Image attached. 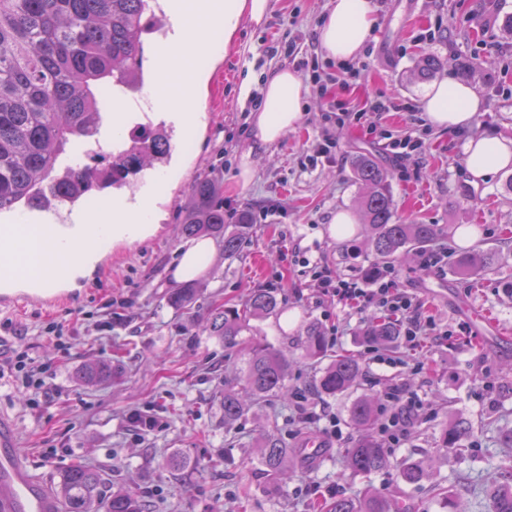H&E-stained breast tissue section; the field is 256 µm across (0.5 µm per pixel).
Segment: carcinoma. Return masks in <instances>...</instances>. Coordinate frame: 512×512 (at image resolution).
<instances>
[{"label": "carcinoma", "instance_id": "cac0c4a2", "mask_svg": "<svg viewBox=\"0 0 512 512\" xmlns=\"http://www.w3.org/2000/svg\"><path fill=\"white\" fill-rule=\"evenodd\" d=\"M158 0H0V214L31 206L46 199V188L54 186L59 197L87 195L94 189L121 188L129 178L171 157L170 138L157 132L152 122L132 131L103 157L107 167L75 164L61 167L58 159L75 141L92 136L102 122L103 91L138 92L152 74L145 73L146 37L163 33ZM441 62L423 55L414 68L420 80L433 77ZM356 183L364 188L359 206L369 227L368 245L374 255L370 276L377 277L393 264L401 252L421 250L433 243L432 224H406L397 217L388 171L367 155L352 161ZM253 226L244 211L239 222L224 223V186L199 177L190 185V203L181 231L186 236L214 235L224 239V257L234 259L243 238ZM448 264L465 275L485 278L496 273L495 253L478 244ZM198 288L189 284L171 293L175 307L192 303ZM281 300L274 288H260L239 310L227 307L214 314L208 329L226 344L237 342L251 318L280 311ZM367 342L387 348L397 346L401 327L391 317L369 318L363 328ZM305 353L311 359L326 357L325 340L312 323L305 336ZM248 365L243 383L224 384V422L241 418L246 411L240 396L257 399L272 395L293 396L288 386V358L262 339L248 345ZM361 359L341 355L331 360L316 380L319 393L335 396L360 385ZM76 379L96 386L112 379V364L92 361L80 366ZM351 421L360 434L342 456L344 470L368 477L390 463L388 451L377 438L378 417L366 398L355 401ZM474 425L457 419L445 427L437 451L448 461L466 457V441ZM291 450L280 439L268 435L259 449L265 474L277 479ZM398 479L417 484L425 477L421 462H396ZM64 504V512H149L150 504L130 490L106 488L102 474L80 461L62 470L53 484ZM493 512H512V473L497 470L490 486ZM323 512H390L385 496L366 485L358 498L322 502Z\"/></svg>", "mask_w": 512, "mask_h": 512}]
</instances>
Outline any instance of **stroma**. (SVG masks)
<instances>
[{"label": "stroma", "instance_id": "obj_1", "mask_svg": "<svg viewBox=\"0 0 512 512\" xmlns=\"http://www.w3.org/2000/svg\"><path fill=\"white\" fill-rule=\"evenodd\" d=\"M333 0H269L261 23L243 20L218 60H203L202 89L191 108L196 130L175 132L171 165L178 172L159 185V221L134 244L106 246L110 273H93L69 302L49 308L26 299L0 306V357L23 353L45 366L43 387L23 388L0 378V417L13 420L25 459L39 478L52 481L79 460L100 470L111 488H129L149 500L152 512H314L315 502L353 497L372 484L413 512H442L426 485H405L394 468L370 477L342 473L339 460L356 438L350 408L357 395L384 401L401 385L423 401L392 460L424 461L429 479L459 496L461 512H491L488 479L494 468L512 467L504 441L512 427V190L507 173L473 181L453 132L429 129L418 160L401 161L387 151L384 134L401 137L424 120L426 83L412 70L425 53L438 56L439 76L462 79L479 93L483 110L477 134H512V0H372L377 23L362 53L347 66L325 59L318 29ZM299 69L308 95L296 130L273 145L240 178L250 139L249 116L261 97L256 78L279 66ZM347 74L349 86L333 83ZM327 78L318 89L313 75ZM254 76L249 93L241 85ZM381 98L387 112L361 121L327 120L330 104ZM366 154L387 168L397 213L407 223L431 224L435 248L452 252L480 243L499 256L497 274L477 282L456 270L425 266L424 253H410L393 266L398 287L412 293L447 339L423 351L401 348L390 363L367 353L360 331L370 310L341 305L305 274L303 261H318L343 278L364 280L373 255L361 224L349 238L331 236L336 210L357 213L361 187L351 162ZM198 176L224 184V218L242 210L254 230L235 259L216 252L199 278L195 304L176 308L170 268L185 237L181 233L190 182ZM260 288H275L278 314L249 320L235 345L210 336L214 309L243 308ZM317 323L330 350L363 356L365 380L357 392L327 397L310 385L319 364L305 356L309 323ZM288 350L294 363L289 384L320 403L324 413L310 431L300 429L297 403L279 397L249 401L247 413L225 424L224 385L240 381L252 338ZM89 360L114 361L111 381L83 387L76 369ZM154 417L159 429L142 433L132 413ZM478 424L466 459L451 467L436 455L451 419ZM339 426L341 441L329 442L315 461L296 458L271 496L258 464L263 437L278 435L301 448L307 435L323 438ZM181 459L172 469V459Z\"/></svg>", "mask_w": 512, "mask_h": 512}]
</instances>
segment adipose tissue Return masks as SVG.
<instances>
[{
  "instance_id": "1",
  "label": "adipose tissue",
  "mask_w": 512,
  "mask_h": 512,
  "mask_svg": "<svg viewBox=\"0 0 512 512\" xmlns=\"http://www.w3.org/2000/svg\"><path fill=\"white\" fill-rule=\"evenodd\" d=\"M210 22V15L204 9L198 10L194 19L177 18L171 36L173 50L194 44L205 54L219 52L220 44L206 35ZM375 24L371 0H333L319 29L320 49L327 58L349 61L371 39ZM262 85L263 104L251 115L252 141L241 158L240 176L245 180L252 175L254 155L280 142L298 127L307 93L300 76L287 66L266 72ZM421 110L433 127L464 134L462 150L467 171L473 178L485 180L512 166V137L472 134L482 102L468 84L453 77L442 78L422 97ZM156 217L153 201L139 198L113 204L107 216L95 212L83 215L53 242L55 272L71 283L87 278L93 269L94 253L77 251L80 239L92 236L101 247L118 239L133 243L146 236ZM178 253L173 277L176 282L185 283L207 272L215 256V244L208 238H194L185 241Z\"/></svg>"
}]
</instances>
